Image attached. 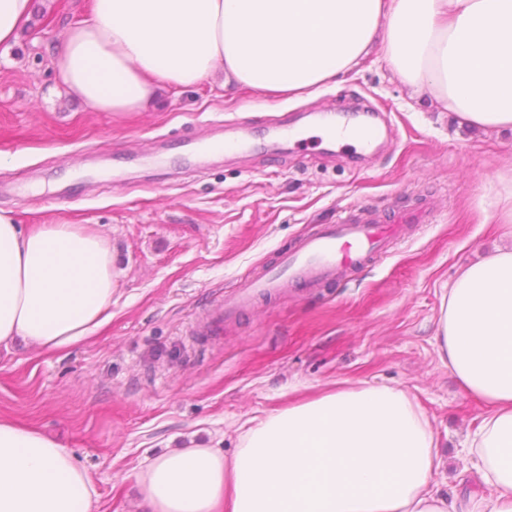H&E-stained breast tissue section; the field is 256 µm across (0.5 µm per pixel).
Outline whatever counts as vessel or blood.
I'll list each match as a JSON object with an SVG mask.
<instances>
[{
	"label": "vessel or blood",
	"mask_w": 512,
	"mask_h": 512,
	"mask_svg": "<svg viewBox=\"0 0 512 512\" xmlns=\"http://www.w3.org/2000/svg\"><path fill=\"white\" fill-rule=\"evenodd\" d=\"M433 220L434 206L426 199L392 214L368 206L342 211L335 223L313 226L294 250L242 282L210 311L207 326L219 332L225 321L249 309L257 296L276 294L285 286L319 288L348 279L368 263L388 256L414 225Z\"/></svg>",
	"instance_id": "obj_1"
}]
</instances>
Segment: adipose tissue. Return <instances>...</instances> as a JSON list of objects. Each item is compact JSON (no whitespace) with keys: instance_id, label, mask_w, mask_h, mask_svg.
<instances>
[{"instance_id":"obj_1","label":"adipose tissue","mask_w":512,"mask_h":512,"mask_svg":"<svg viewBox=\"0 0 512 512\" xmlns=\"http://www.w3.org/2000/svg\"><path fill=\"white\" fill-rule=\"evenodd\" d=\"M379 47L413 94L461 124L512 130V0H94L52 61L98 112H133L164 87L222 77L313 97ZM112 318V249L73 224L0 210V346L88 341ZM439 355L483 407L464 452L512 512V246L467 265L441 303ZM439 440L399 389L328 391L257 420L232 459L170 448L139 473L149 512H448ZM88 471L56 439L0 419V512H92Z\"/></svg>"}]
</instances>
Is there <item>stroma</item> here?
Wrapping results in <instances>:
<instances>
[{
  "label": "stroma",
  "mask_w": 512,
  "mask_h": 512,
  "mask_svg": "<svg viewBox=\"0 0 512 512\" xmlns=\"http://www.w3.org/2000/svg\"><path fill=\"white\" fill-rule=\"evenodd\" d=\"M93 0H35L0 50V208L17 223L73 224L112 246V321L66 353L0 347V418L58 437L86 468L96 512H146L144 463L167 448L232 458L253 419L340 387L387 385L422 407L441 440L439 488L465 512L484 487L461 448L477 424L438 352L441 298L459 270L507 245L494 219L512 172V130L462 125L412 94L370 55L321 94L280 102L203 81L159 91L140 112H97L60 88L52 59ZM363 102L390 112L374 153L323 138ZM311 136L305 153L277 120ZM240 135L249 149L210 154ZM437 216L347 283L286 288L202 336L198 321L346 208L411 207Z\"/></svg>",
  "instance_id": "stroma-1"
}]
</instances>
